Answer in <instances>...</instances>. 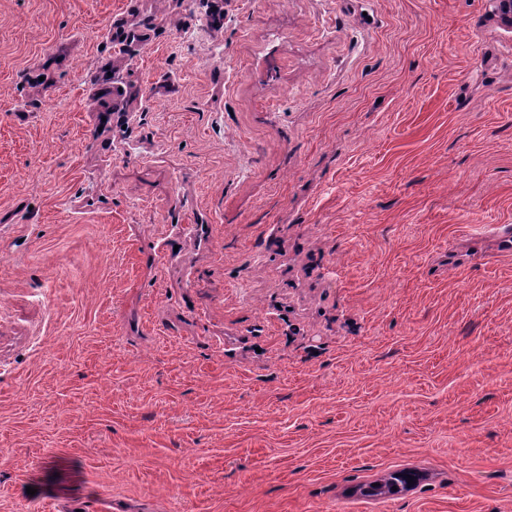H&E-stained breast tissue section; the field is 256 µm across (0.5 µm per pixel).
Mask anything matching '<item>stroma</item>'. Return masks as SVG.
<instances>
[{"label":"stroma","mask_w":512,"mask_h":512,"mask_svg":"<svg viewBox=\"0 0 512 512\" xmlns=\"http://www.w3.org/2000/svg\"><path fill=\"white\" fill-rule=\"evenodd\" d=\"M0 512H512L488 0H0Z\"/></svg>","instance_id":"obj_1"}]
</instances>
